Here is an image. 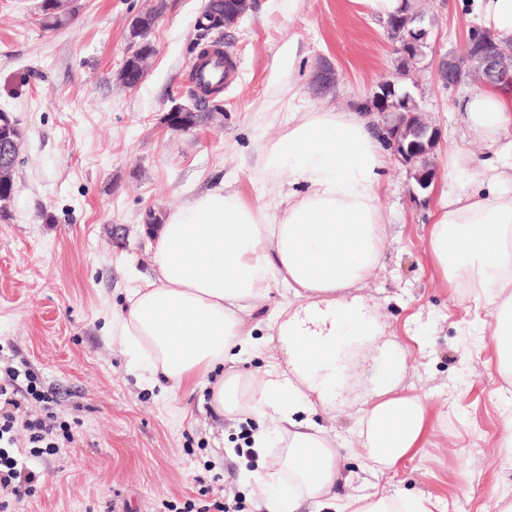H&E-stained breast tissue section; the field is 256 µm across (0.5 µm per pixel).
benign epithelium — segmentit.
<instances>
[{"mask_svg": "<svg viewBox=\"0 0 512 512\" xmlns=\"http://www.w3.org/2000/svg\"><path fill=\"white\" fill-rule=\"evenodd\" d=\"M208 0L203 13L221 29H231L241 22L251 0ZM433 19L421 11L406 12L388 20L386 34L397 55L398 75L411 79L420 70H426V49ZM480 72L486 80L512 83V44L495 40L494 35L477 24H471L463 36L461 51L453 52L439 61L435 76L446 87H456L471 71ZM396 80L379 83L366 100L371 111L383 122V141L396 159L407 168L416 189L427 190L435 179L431 157L441 139L439 128L426 118V113L411 94L397 95ZM18 144L13 133V120L0 114V184L12 182L14 165L18 158Z\"/></svg>", "mask_w": 512, "mask_h": 512, "instance_id": "1", "label": "benign epithelium"}]
</instances>
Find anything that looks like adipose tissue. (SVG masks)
Masks as SVG:
<instances>
[{
	"mask_svg": "<svg viewBox=\"0 0 512 512\" xmlns=\"http://www.w3.org/2000/svg\"><path fill=\"white\" fill-rule=\"evenodd\" d=\"M478 24L512 39V0H468ZM466 126L506 152L512 86L481 84L463 98ZM385 160L363 108L295 113L262 153L258 178L276 185L273 204H251L218 188L169 211L152 254V273L112 313V337L132 351L143 376L176 386L204 383L211 407L262 427L252 435L257 468L250 494L264 512H429L420 498L350 496L336 503L345 477L335 441L314 416L332 404L341 344L377 345L383 327L362 284L385 249L379 203ZM427 244L443 285L485 299L494 319L497 371L512 386V165L448 154V180ZM288 296L271 301L273 287ZM267 328L254 337V320ZM274 346L273 366L237 369L243 355ZM356 451L371 470H393L430 429L429 404L374 387L358 410Z\"/></svg>",
	"mask_w": 512,
	"mask_h": 512,
	"instance_id": "ef3b65f1",
	"label": "adipose tissue"
}]
</instances>
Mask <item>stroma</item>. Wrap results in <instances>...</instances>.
I'll use <instances>...</instances> for the list:
<instances>
[{
    "label": "stroma",
    "instance_id": "obj_1",
    "mask_svg": "<svg viewBox=\"0 0 512 512\" xmlns=\"http://www.w3.org/2000/svg\"><path fill=\"white\" fill-rule=\"evenodd\" d=\"M38 3L0 0V109L24 131L14 200L0 216V380L28 362L54 397L47 409L29 402V412L52 410L71 440L57 454L28 458L40 483L7 512H183L204 494L257 512L243 481L253 423L217 413L205 388L146 382L112 340V312L151 270L150 216L226 184L248 202H270L256 169L289 113L347 110L393 76L385 22L356 0H254L250 16L222 35L237 65L223 114L181 133L165 115L187 98L205 0H165L150 36L156 54L134 88L117 81L126 21L152 0H74L70 22L54 31L39 25ZM431 11L433 51L458 50L471 22L460 0H433ZM323 60L338 82L317 94L311 77ZM467 92L444 88L429 71L420 77V106L442 135L437 177L451 148L489 156L464 128ZM413 185L387 157L385 258L364 286L387 325L386 350L404 354L406 368L392 376L386 351L370 352L364 375L315 419L335 437L350 477L338 496L399 492L431 497L433 512H493L498 496H512V451L502 446L512 387L491 361L489 309L456 299L431 263L425 229L439 193L416 195ZM391 378L429 401L433 432L380 474L355 452V411L366 389Z\"/></svg>",
    "mask_w": 512,
    "mask_h": 512
}]
</instances>
